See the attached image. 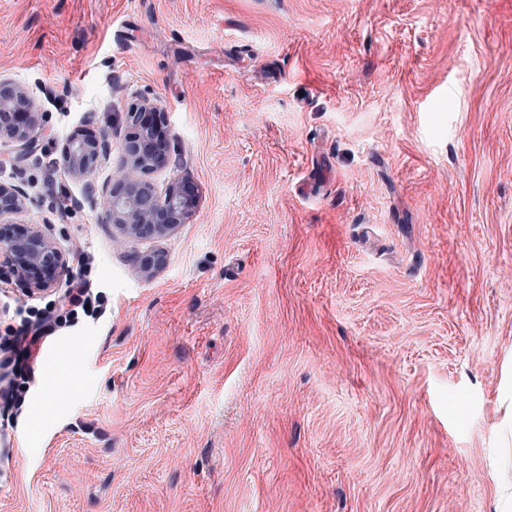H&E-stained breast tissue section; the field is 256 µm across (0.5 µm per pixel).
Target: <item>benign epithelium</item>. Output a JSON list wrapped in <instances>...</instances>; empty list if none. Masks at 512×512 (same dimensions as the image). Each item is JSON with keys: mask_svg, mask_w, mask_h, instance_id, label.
Masks as SVG:
<instances>
[{"mask_svg": "<svg viewBox=\"0 0 512 512\" xmlns=\"http://www.w3.org/2000/svg\"><path fill=\"white\" fill-rule=\"evenodd\" d=\"M144 111L159 113L161 109L149 100L129 106L121 144L125 170L101 188L100 222L112 225L118 239L129 243L168 235L186 222L190 212L181 189L172 186L161 194L152 182L134 176L165 163L162 153L150 149L154 130L142 124ZM42 123L43 113L30 88L0 77V141L16 144L15 162L23 161L34 149ZM111 138L109 130L98 139H71L63 150L69 176L78 181L92 178ZM31 203L20 186L0 181V252L11 277L30 294L45 295L59 287L70 266L65 252L42 225L23 222Z\"/></svg>", "mask_w": 512, "mask_h": 512, "instance_id": "1", "label": "benign epithelium"}]
</instances>
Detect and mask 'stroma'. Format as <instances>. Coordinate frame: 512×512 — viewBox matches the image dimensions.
I'll list each match as a JSON object with an SVG mask.
<instances>
[{
  "label": "stroma",
  "mask_w": 512,
  "mask_h": 512,
  "mask_svg": "<svg viewBox=\"0 0 512 512\" xmlns=\"http://www.w3.org/2000/svg\"><path fill=\"white\" fill-rule=\"evenodd\" d=\"M43 132L111 130L62 218L112 312L62 332L0 512H494L512 378V0H0ZM157 101L191 216L134 244L89 196ZM163 265L143 273V255Z\"/></svg>",
  "instance_id": "stroma-1"
}]
</instances>
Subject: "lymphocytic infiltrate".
<instances>
[{
    "mask_svg": "<svg viewBox=\"0 0 512 512\" xmlns=\"http://www.w3.org/2000/svg\"><path fill=\"white\" fill-rule=\"evenodd\" d=\"M73 252L80 269L57 303L39 307H18L16 327L8 342L0 347V409L21 410L43 365V351L59 332L75 326L80 318L97 320L108 310L106 293L89 278V258L81 244Z\"/></svg>",
    "mask_w": 512,
    "mask_h": 512,
    "instance_id": "f902f5d3",
    "label": "lymphocytic infiltrate"
}]
</instances>
